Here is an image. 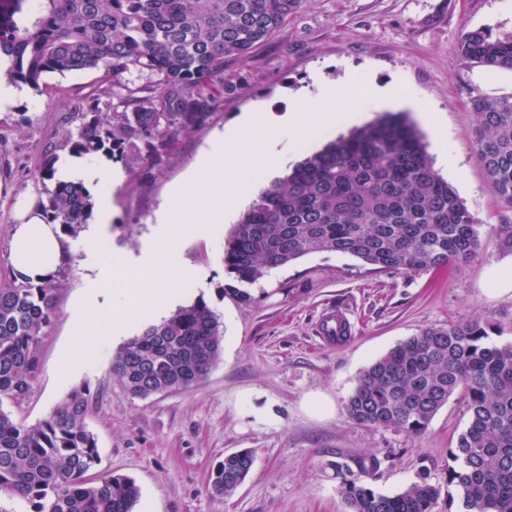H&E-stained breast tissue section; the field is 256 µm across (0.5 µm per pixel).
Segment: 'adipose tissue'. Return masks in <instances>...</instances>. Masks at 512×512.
<instances>
[{
  "label": "adipose tissue",
  "instance_id": "adipose-tissue-1",
  "mask_svg": "<svg viewBox=\"0 0 512 512\" xmlns=\"http://www.w3.org/2000/svg\"><path fill=\"white\" fill-rule=\"evenodd\" d=\"M14 209L17 222L10 249V265L14 273L35 281L49 277L66 257L56 225L46 223L41 212L35 211L26 199H17ZM111 224V205L105 200L81 243L85 253L81 268L89 281L98 282L109 275L99 245L109 238Z\"/></svg>",
  "mask_w": 512,
  "mask_h": 512
}]
</instances>
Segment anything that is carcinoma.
<instances>
[{"label": "carcinoma", "mask_w": 512, "mask_h": 512, "mask_svg": "<svg viewBox=\"0 0 512 512\" xmlns=\"http://www.w3.org/2000/svg\"><path fill=\"white\" fill-rule=\"evenodd\" d=\"M0 0V76L37 89L42 76L101 70L110 88L73 149L118 153L131 165L153 159L167 136L202 124L223 85L224 58L248 59L303 0ZM462 57L512 69V37L462 33ZM137 70L157 80L129 86ZM477 154L489 186L512 210V93L470 96ZM45 219L75 236L93 209L85 186L55 179ZM480 229L434 169L414 125L386 114L326 144L260 190L224 237V270L253 284L309 254L349 255L374 271L427 273L471 259ZM59 282L0 277V496L31 512H132L139 490L123 475H96L99 452L87 426L90 391L72 390L35 425L16 420L17 402L38 376V353L55 311ZM220 316L203 300L176 309L116 353L112 369L137 398L187 390L220 358ZM479 322L427 327L365 368L345 400L349 420L419 436L449 397L461 393L469 425L450 449L448 497L460 512H512V343L487 342ZM255 462L251 451L224 456L210 481L231 496ZM351 512H434L441 486L428 477L394 495L359 475L341 474Z\"/></svg>", "instance_id": "obj_1"}]
</instances>
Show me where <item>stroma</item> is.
Masks as SVG:
<instances>
[{
  "label": "stroma",
  "instance_id": "35a3bbf8",
  "mask_svg": "<svg viewBox=\"0 0 512 512\" xmlns=\"http://www.w3.org/2000/svg\"><path fill=\"white\" fill-rule=\"evenodd\" d=\"M512 36V0H304L266 43L245 61H224V84L206 122L167 139L157 161L131 166L106 153L120 180L109 193L111 236L100 251L109 260L139 252L170 190L186 176L215 133L232 127L258 104L286 109L317 96L320 83L343 90L341 111L356 105L348 90L370 82L396 83L416 100L406 115L434 152L431 129L458 159L441 175L481 226L480 246L467 262L436 273L390 274L366 270L356 258L335 252L307 255L245 285L224 270L223 235L232 227L188 229L181 244L183 305L204 300L224 328L219 361L206 378L186 389L146 399L128 394L112 372V360L131 332L122 318L136 308L132 283L146 269L116 267L110 280L89 282L81 254L55 272L61 286L39 351V374L29 393L11 405L15 419H45L74 388L93 396L87 418L97 439L98 474H122L140 489L133 512H350L340 493L337 466L358 470L375 492L392 495L427 474L445 484L449 451L469 424L464 399L453 395L413 437L395 428L353 424L344 401L360 373L397 343L422 329L450 322L490 326L491 342H512V295L489 296L485 275L508 261L492 227L512 221L490 189L472 138L471 93H512V71L464 59L459 41L467 30ZM101 71L43 76L39 89L25 88L0 112V272L9 268L13 206L18 197L45 198L42 170L63 161L87 123L85 98L102 91ZM116 292L117 304L93 351L78 356L75 322L97 328L96 300ZM343 309L353 335L325 348L317 323ZM252 450L255 464L234 495L209 489L211 469L225 454Z\"/></svg>",
  "mask_w": 512,
  "mask_h": 512
}]
</instances>
